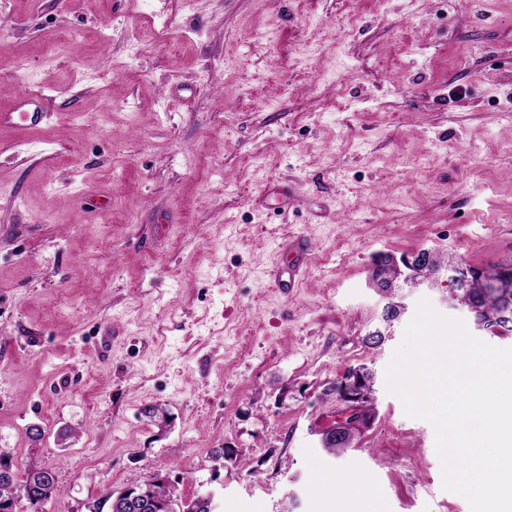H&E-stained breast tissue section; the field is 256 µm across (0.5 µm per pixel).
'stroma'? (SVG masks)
<instances>
[{"mask_svg": "<svg viewBox=\"0 0 512 512\" xmlns=\"http://www.w3.org/2000/svg\"><path fill=\"white\" fill-rule=\"evenodd\" d=\"M24 90L46 117L0 126V454L55 472L43 512L152 475L213 512H470L385 370L420 300L474 321L440 278L366 348L367 272L512 255V0H0V112ZM363 363L376 415L329 456L328 389ZM339 473L359 486L319 501Z\"/></svg>", "mask_w": 512, "mask_h": 512, "instance_id": "1", "label": "stroma"}]
</instances>
